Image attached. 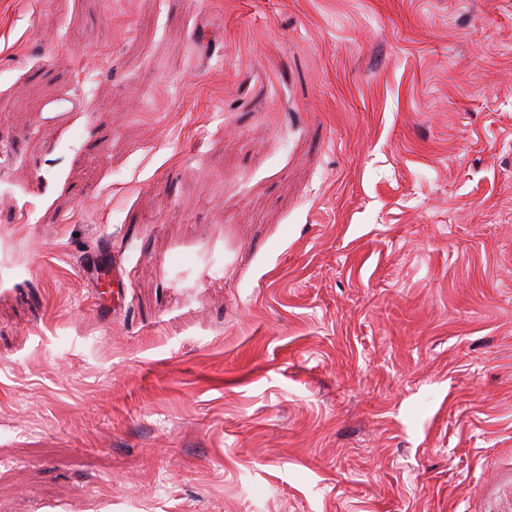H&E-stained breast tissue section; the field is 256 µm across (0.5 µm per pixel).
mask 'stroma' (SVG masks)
<instances>
[{
	"instance_id": "1",
	"label": "stroma",
	"mask_w": 512,
	"mask_h": 512,
	"mask_svg": "<svg viewBox=\"0 0 512 512\" xmlns=\"http://www.w3.org/2000/svg\"><path fill=\"white\" fill-rule=\"evenodd\" d=\"M1 143L0 512H512V0H0ZM124 277L125 272L121 269L119 265H114L112 268V279L102 281L97 286V296L100 301V305H106L105 302L109 299L117 300L120 298L122 292H124Z\"/></svg>"
}]
</instances>
